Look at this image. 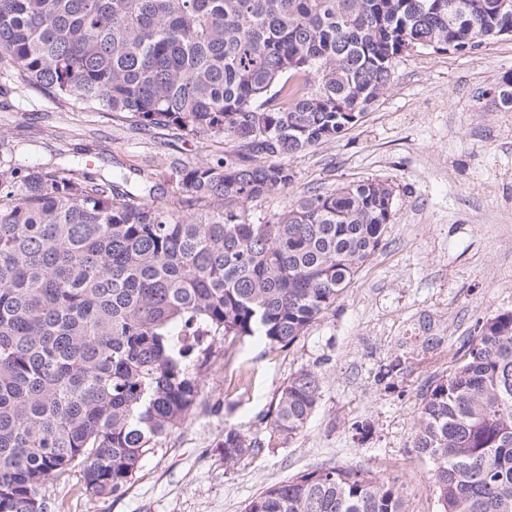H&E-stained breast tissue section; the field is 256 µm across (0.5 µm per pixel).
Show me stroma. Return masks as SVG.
Wrapping results in <instances>:
<instances>
[{
	"label": "stroma",
	"instance_id": "stroma-1",
	"mask_svg": "<svg viewBox=\"0 0 512 512\" xmlns=\"http://www.w3.org/2000/svg\"><path fill=\"white\" fill-rule=\"evenodd\" d=\"M512 70V37L470 54L401 56L386 90L333 142L289 157L287 193L250 203L268 220L308 192L367 179L395 191L383 241L349 288L287 350L256 338L210 340L184 423L148 454L117 496L90 498L72 471L49 489L54 512H242L268 486L322 466L395 480L404 512H438L429 463L413 446L423 395L447 374L479 322L512 310V112L478 92ZM0 160L88 167L111 180L162 185L173 163L223 153L175 128H135L111 113L57 104L0 81ZM401 360L393 382L381 367ZM318 375L320 400L301 435L270 438L264 416L297 370ZM265 442L224 463L225 428Z\"/></svg>",
	"mask_w": 512,
	"mask_h": 512
}]
</instances>
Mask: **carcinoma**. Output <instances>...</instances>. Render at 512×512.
Returning a JSON list of instances; mask_svg holds the SVG:
<instances>
[{
    "label": "carcinoma",
    "mask_w": 512,
    "mask_h": 512,
    "mask_svg": "<svg viewBox=\"0 0 512 512\" xmlns=\"http://www.w3.org/2000/svg\"><path fill=\"white\" fill-rule=\"evenodd\" d=\"M512 37V0H0V70L30 92L140 128L222 139L155 187L83 169L0 166V512H53L73 469L109 497L192 409L202 336L287 348L378 250L382 180L304 195L284 158L354 127L404 53H471ZM512 112V71L494 90ZM320 399L302 369L265 416L299 435ZM229 465L263 448L233 428ZM414 448L439 512H512V311L483 323L423 399ZM399 487L353 466L266 488L243 512H402Z\"/></svg>",
    "instance_id": "obj_1"
}]
</instances>
